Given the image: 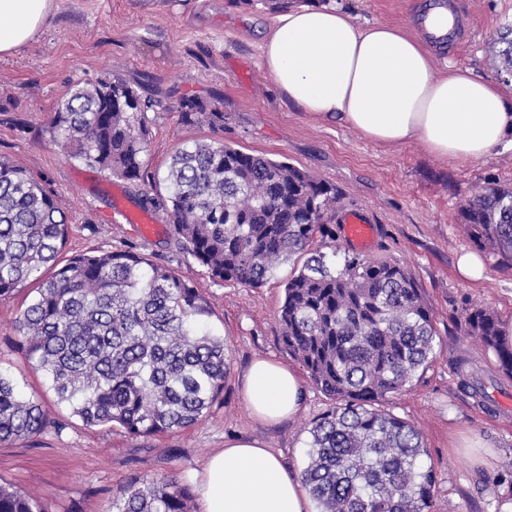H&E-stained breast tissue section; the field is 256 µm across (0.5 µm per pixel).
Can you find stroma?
<instances>
[{"instance_id":"stroma-1","label":"stroma","mask_w":512,"mask_h":512,"mask_svg":"<svg viewBox=\"0 0 512 512\" xmlns=\"http://www.w3.org/2000/svg\"><path fill=\"white\" fill-rule=\"evenodd\" d=\"M360 21L416 33L408 0H336ZM37 37L0 58V156L42 177L69 220L66 254L118 251L135 246L143 256L193 280L211 313L204 323L223 336L228 370L224 397L194 426L160 436L128 437L122 430L85 425L56 399L13 345L14 321L24 294L0 302V371L24 393H40L51 419L40 434L0 444V484L33 492L48 512H112V500L130 481L160 475L192 479L224 444L257 439L293 472L307 461L308 428L332 400L304 382V408L278 424L254 420L242 399L243 374L258 355L290 368L298 363L280 339L278 311L292 266L283 264L258 288L216 282L180 253L165 214L160 231L140 237L132 225L112 220V193L130 203L155 196L171 155L183 143L211 139L205 125L181 122V95L198 96L224 112V140L246 153L263 154L307 169L335 185L343 206L363 208L377 226L369 253L411 271L432 310L438 346L433 361L383 410L415 425L423 435V465L436 486L425 512H502L512 483L502 474L512 459V380L499 376L495 358L459 329L475 305L512 327V269L478 249L460 226L458 208L480 186L512 185V150L466 163L446 164L420 143L391 148L356 131L327 124L288 103L259 65L257 44L273 12L256 0H57ZM475 20L458 49L435 56L437 70L451 65L512 91L492 49L497 30L512 22V0H459ZM117 76L158 100L149 113L150 176L127 182L68 158L52 140L49 121L74 84ZM478 252L482 279L457 270L461 254ZM478 371L493 408L478 405L460 385L459 361Z\"/></svg>"}]
</instances>
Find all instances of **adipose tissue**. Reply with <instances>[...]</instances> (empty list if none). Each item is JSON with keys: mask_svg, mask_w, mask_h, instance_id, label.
<instances>
[{"mask_svg": "<svg viewBox=\"0 0 512 512\" xmlns=\"http://www.w3.org/2000/svg\"><path fill=\"white\" fill-rule=\"evenodd\" d=\"M57 0H0V56L40 33ZM262 70L288 101L323 122L383 145L424 144L444 162L483 159L512 146V94L471 70L436 74L421 39L362 23L333 0L279 11L258 44ZM242 396L250 414L278 422L299 414L305 391L283 363L258 358ZM201 512H309L301 480L257 441H235L196 475Z\"/></svg>", "mask_w": 512, "mask_h": 512, "instance_id": "obj_1", "label": "adipose tissue"}]
</instances>
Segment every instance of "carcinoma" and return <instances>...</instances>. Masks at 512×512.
I'll return each mask as SVG.
<instances>
[{"label": "carcinoma", "instance_id": "obj_1", "mask_svg": "<svg viewBox=\"0 0 512 512\" xmlns=\"http://www.w3.org/2000/svg\"><path fill=\"white\" fill-rule=\"evenodd\" d=\"M501 55L512 76V23ZM156 101L118 77L78 86L53 113L50 133L67 155L129 182L145 178L147 113ZM177 112L188 125L224 131V111L191 95ZM165 193L141 199L163 211L179 251L217 282L262 286L303 255L285 282L281 342L334 406L308 429L300 478L319 512H424L436 484L421 464L423 436L379 402L400 394L433 360L432 313L397 260L336 261L341 196L309 171L222 139L189 141L171 156ZM469 238L512 266V188L488 183L459 210ZM65 212L45 181L0 156V301L28 284L34 295L15 318L14 344L40 370L57 404L88 426L116 425L132 437L199 421L223 397L224 337L204 329L196 284L132 251L62 258ZM463 331L512 377V345L500 321L476 307ZM39 397L0 372V443L41 434ZM191 486L163 475L134 480L115 512H192ZM0 512H47L42 501L0 485Z\"/></svg>", "mask_w": 512, "mask_h": 512}]
</instances>
